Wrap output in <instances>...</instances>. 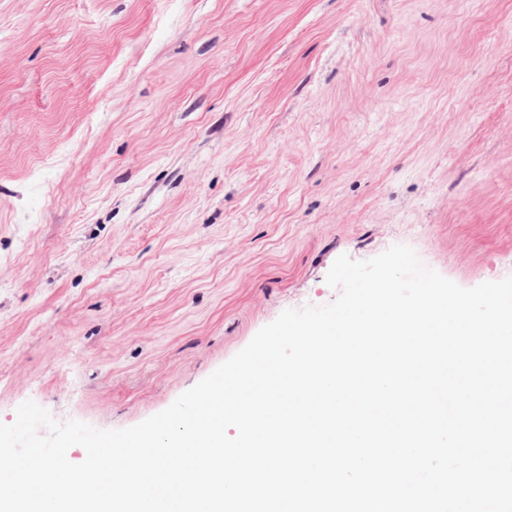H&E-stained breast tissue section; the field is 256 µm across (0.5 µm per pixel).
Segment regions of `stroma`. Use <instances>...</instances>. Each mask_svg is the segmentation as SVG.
Masks as SVG:
<instances>
[{
	"label": "stroma",
	"instance_id": "obj_1",
	"mask_svg": "<svg viewBox=\"0 0 512 512\" xmlns=\"http://www.w3.org/2000/svg\"><path fill=\"white\" fill-rule=\"evenodd\" d=\"M396 244L512 276V0H0V423L139 424Z\"/></svg>",
	"mask_w": 512,
	"mask_h": 512
}]
</instances>
